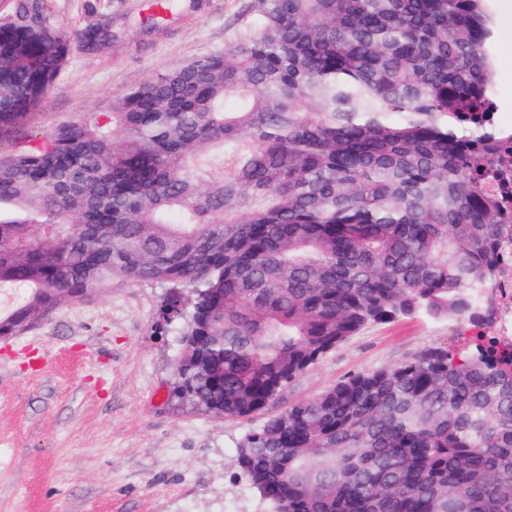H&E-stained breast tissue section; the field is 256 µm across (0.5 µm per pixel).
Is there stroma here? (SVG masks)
<instances>
[{
	"mask_svg": "<svg viewBox=\"0 0 512 512\" xmlns=\"http://www.w3.org/2000/svg\"><path fill=\"white\" fill-rule=\"evenodd\" d=\"M491 0L493 99L512 120V34ZM254 0H180L153 18L148 0H49L69 31L101 22L112 41L68 66L33 124L108 112L150 75L223 46ZM161 285L119 280L62 303L0 352V512H267L233 466L249 429L169 401L183 319L164 322ZM463 323L441 314L372 325L309 368L267 408L276 413L339 379L402 363L430 347L462 348Z\"/></svg>",
	"mask_w": 512,
	"mask_h": 512,
	"instance_id": "35a3bbf8",
	"label": "stroma"
}]
</instances>
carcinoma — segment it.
<instances>
[{
    "label": "carcinoma",
    "mask_w": 512,
    "mask_h": 512,
    "mask_svg": "<svg viewBox=\"0 0 512 512\" xmlns=\"http://www.w3.org/2000/svg\"><path fill=\"white\" fill-rule=\"evenodd\" d=\"M489 0H255L224 46L40 130L48 0L0 12V336L64 300L192 306L171 397L248 420L364 328L475 323L507 229L484 183ZM94 51L104 28L77 36ZM235 466L272 512H512V350L476 334L267 415Z\"/></svg>",
    "instance_id": "1"
}]
</instances>
